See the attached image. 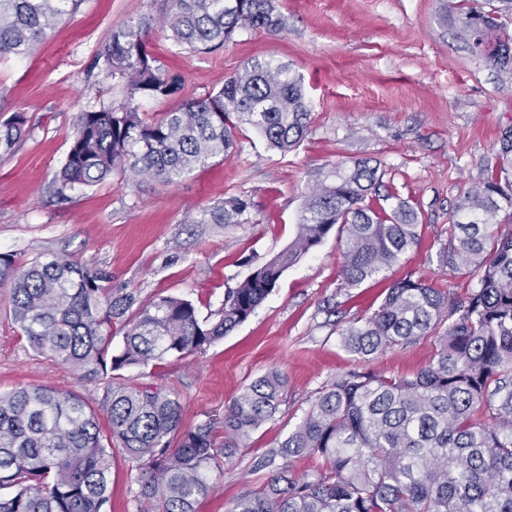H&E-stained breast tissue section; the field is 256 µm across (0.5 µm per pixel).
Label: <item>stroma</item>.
<instances>
[{
	"mask_svg": "<svg viewBox=\"0 0 512 512\" xmlns=\"http://www.w3.org/2000/svg\"><path fill=\"white\" fill-rule=\"evenodd\" d=\"M285 28L237 32L224 48L192 53L153 26L147 48L162 67L180 72L179 96L139 99L152 120L181 100L220 87L254 58L288 63L303 74L311 124L293 150L280 152L250 127L224 159L168 186L112 177L54 196L52 182L68 155L81 112L120 104L128 95L96 64L113 32L148 15L159 0H84L32 54L0 58V116L29 119L21 145L0 156V255L28 261L52 252L105 271L114 295L146 301L190 300L200 316L220 309L236 287L294 239L304 200L340 159L370 160L393 194L417 212V244L392 267L358 288L341 285L337 232L288 268L255 312L205 354L130 367L129 382L178 395L183 424L224 415V407L256 378L278 370L288 396L275 417L210 475L198 512H228L234 499L271 477L264 456L308 409L323 383L358 359L338 330L371 313L404 277L465 297L473 274L443 266L459 193L478 186L495 164L499 139L512 128V83L458 38V13L445 0H276ZM247 202L244 224H204L205 211L229 199ZM435 349L426 337L370 362L390 377L412 376ZM47 385L90 403L100 382L81 379L34 351L15 324L9 287L0 286V392ZM111 512H135L138 472L113 448Z\"/></svg>",
	"mask_w": 512,
	"mask_h": 512,
	"instance_id": "obj_1",
	"label": "stroma"
}]
</instances>
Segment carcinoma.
<instances>
[{
  "instance_id": "obj_1",
  "label": "carcinoma",
  "mask_w": 512,
  "mask_h": 512,
  "mask_svg": "<svg viewBox=\"0 0 512 512\" xmlns=\"http://www.w3.org/2000/svg\"><path fill=\"white\" fill-rule=\"evenodd\" d=\"M81 0H0V53L24 56ZM160 21L192 52L224 46L240 28L282 30L275 0H160ZM453 8L458 38L512 78V37L502 10ZM151 19L112 34L101 66L125 83L126 102L80 113L71 148L55 176L65 198L119 174L162 185L226 155L247 124L281 152L307 134L311 119L303 77L274 59L255 60L224 78L221 88L183 102L161 118H141L137 97L177 95L184 79L147 50ZM28 133V117L0 121V155ZM333 181L304 203L292 243L225 293L216 318L202 319L189 300L161 296L135 306L115 297L107 275L87 263L47 254L20 262L0 256V285L11 288L13 317L32 348L88 380L106 383L101 408L73 392L21 387L0 393V512H111L112 443L140 471L135 500L151 512H196L210 489L208 474L272 419L288 378L272 370L224 408V419L183 427L179 398L119 371L169 357L203 354L244 323L286 269L338 229L345 288L377 276L417 244V212L405 200L387 209L370 197L384 173L367 159L341 162ZM442 261L468 269L477 284L465 298L406 277L388 288L369 315L338 330L362 362L433 336V359L411 377L355 367L323 385L303 417L278 444L283 464L257 490L244 491L229 512H512V129L500 139L498 162L480 186L455 205ZM240 199L204 213L202 224H238ZM122 348L112 351L113 324ZM224 441L217 442L218 435ZM318 459L296 475L294 458Z\"/></svg>"
}]
</instances>
